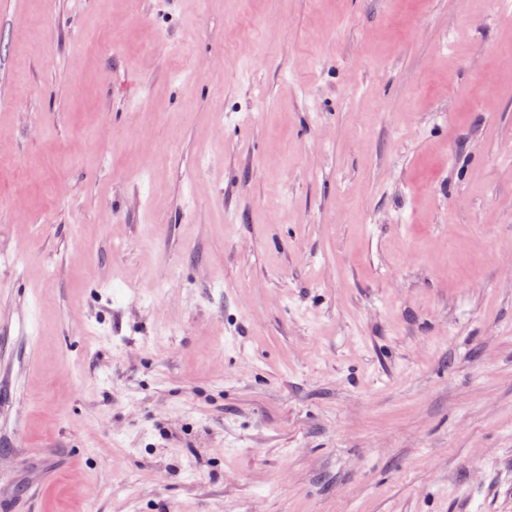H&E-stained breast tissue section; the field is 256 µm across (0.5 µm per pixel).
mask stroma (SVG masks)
<instances>
[{"label": "stroma", "mask_w": 512, "mask_h": 512, "mask_svg": "<svg viewBox=\"0 0 512 512\" xmlns=\"http://www.w3.org/2000/svg\"><path fill=\"white\" fill-rule=\"evenodd\" d=\"M512 0H0V512H512Z\"/></svg>", "instance_id": "1"}]
</instances>
